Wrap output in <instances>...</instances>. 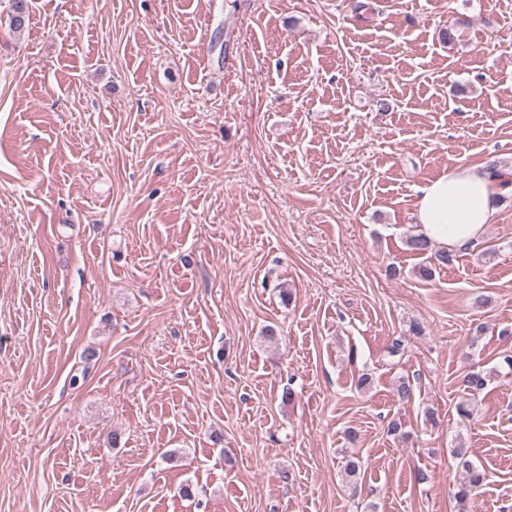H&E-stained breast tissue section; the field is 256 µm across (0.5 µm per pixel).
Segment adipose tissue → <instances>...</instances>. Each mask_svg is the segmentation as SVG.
<instances>
[{
  "instance_id": "obj_1",
  "label": "adipose tissue",
  "mask_w": 512,
  "mask_h": 512,
  "mask_svg": "<svg viewBox=\"0 0 512 512\" xmlns=\"http://www.w3.org/2000/svg\"><path fill=\"white\" fill-rule=\"evenodd\" d=\"M503 189L483 166H456L420 190L416 219L433 245L466 249L484 236L500 208Z\"/></svg>"
}]
</instances>
